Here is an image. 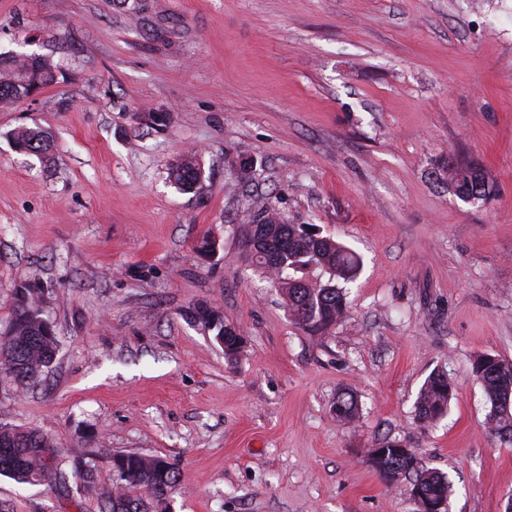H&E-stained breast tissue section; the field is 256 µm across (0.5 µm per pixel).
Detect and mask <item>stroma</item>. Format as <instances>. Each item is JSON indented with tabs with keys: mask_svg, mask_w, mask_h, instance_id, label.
<instances>
[{
	"mask_svg": "<svg viewBox=\"0 0 512 512\" xmlns=\"http://www.w3.org/2000/svg\"><path fill=\"white\" fill-rule=\"evenodd\" d=\"M27 55L63 77L0 105V323L38 284L59 353L27 389L0 374V421L98 449L103 486L115 454L167 458L169 512H417L369 463L385 440L448 475L450 512H512V445L471 375L512 362V0H0V60ZM21 126L50 133L42 157ZM188 154L197 193L168 180ZM452 158L490 200L436 181ZM259 204L362 256L327 332L244 261ZM200 304L239 327L235 358ZM438 369L456 395L425 425ZM0 512L97 502L0 476ZM17 149L31 154H44L50 148V139L46 132L36 128L19 127L12 134ZM435 175L463 202L483 201L493 192V185L486 173L470 162L449 159L446 169ZM453 396L454 387L448 374L439 370L434 372L417 395L415 410L418 419L424 424H431L442 418L447 413ZM360 405L352 391H345L338 396L335 405L336 419L342 423H350L360 416Z\"/></svg>",
	"mask_w": 512,
	"mask_h": 512,
	"instance_id": "35a3bbf8",
	"label": "stroma"
}]
</instances>
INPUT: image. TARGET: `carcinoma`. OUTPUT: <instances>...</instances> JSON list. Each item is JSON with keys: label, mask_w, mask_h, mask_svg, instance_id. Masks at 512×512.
Returning <instances> with one entry per match:
<instances>
[{"label": "carcinoma", "mask_w": 512, "mask_h": 512, "mask_svg": "<svg viewBox=\"0 0 512 512\" xmlns=\"http://www.w3.org/2000/svg\"><path fill=\"white\" fill-rule=\"evenodd\" d=\"M59 70L48 58L26 56L0 70V103L13 104L58 80ZM16 148L44 154L50 148L46 132L19 127L12 134ZM170 181L189 193L203 187V171L194 156L173 166ZM463 202L485 200L493 192L486 173L470 162L448 159L446 169L436 173ZM245 261L280 291L292 321L304 333L315 335L329 330L348 311L346 286L354 282L362 267L361 257L344 244L319 234H311L305 224H290L279 214L261 209L241 230ZM312 267L329 273L326 283L306 278ZM192 318L216 336L224 335V320L207 305L194 308ZM58 339L54 325L44 314L43 290L25 285L16 290L10 318L0 327V371L10 375L18 387L34 385L49 371L56 359ZM471 373L483 388L489 411L486 417L491 434L500 442L512 443V370L501 372L488 366L482 354L471 364ZM454 387L448 374L436 371L421 387L415 410L418 419L431 424L448 411ZM336 419L350 423L360 416V405L351 391L338 396ZM372 467L389 486L408 481L417 493L418 507L434 500L448 501L450 483L440 472L425 467L416 453L401 454L396 442L384 440ZM99 456L91 451L69 460L45 434L0 422V476L21 484L67 486L74 481L75 492L96 498L99 512H151L181 480L179 469L160 456L135 452L112 457V483L96 481Z\"/></svg>", "instance_id": "cac0c4a2"}]
</instances>
